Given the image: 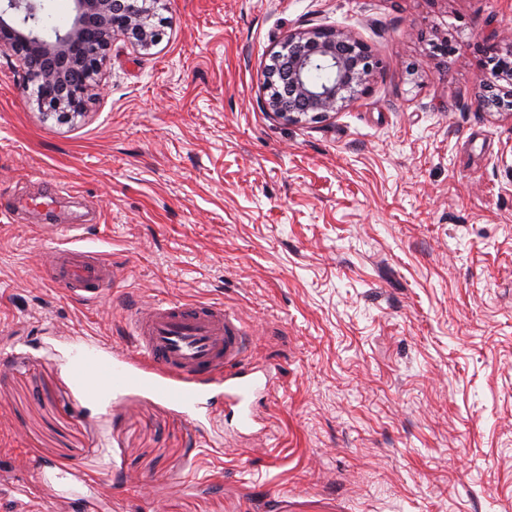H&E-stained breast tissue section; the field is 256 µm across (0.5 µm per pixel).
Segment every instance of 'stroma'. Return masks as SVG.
I'll return each mask as SVG.
<instances>
[{
  "mask_svg": "<svg viewBox=\"0 0 512 512\" xmlns=\"http://www.w3.org/2000/svg\"><path fill=\"white\" fill-rule=\"evenodd\" d=\"M61 123L0 50V512H512V116L480 100L512 0H158ZM353 32L381 66L345 109L267 112L289 33ZM448 41L450 58L434 46ZM55 218L18 211L54 189ZM117 271L46 274L54 224ZM218 303L276 378L261 424L148 395L85 399L74 339L127 348L133 308Z\"/></svg>",
  "mask_w": 512,
  "mask_h": 512,
  "instance_id": "obj_1",
  "label": "stroma"
}]
</instances>
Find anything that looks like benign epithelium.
Segmentation results:
<instances>
[{"mask_svg":"<svg viewBox=\"0 0 512 512\" xmlns=\"http://www.w3.org/2000/svg\"><path fill=\"white\" fill-rule=\"evenodd\" d=\"M159 0H72L69 21L52 32L44 29L47 0H4L0 4V49L27 64L26 80L35 101L62 123L83 116L99 90L96 75L118 37L150 46L156 34L151 19ZM488 62L500 82L486 84L492 112L512 111V35L489 49ZM319 64L336 78L323 85L309 80ZM380 62L351 32L318 27L288 34L266 67L268 111L293 123L308 114L323 117L349 106L363 94Z\"/></svg>","mask_w":512,"mask_h":512,"instance_id":"obj_1","label":"benign epithelium"}]
</instances>
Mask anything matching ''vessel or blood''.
<instances>
[{"instance_id": "b4317fda", "label": "vessel or blood", "mask_w": 512, "mask_h": 512, "mask_svg": "<svg viewBox=\"0 0 512 512\" xmlns=\"http://www.w3.org/2000/svg\"><path fill=\"white\" fill-rule=\"evenodd\" d=\"M64 246L48 263L50 279L84 299H96L114 277L111 260L82 248L74 225L62 224ZM130 345L122 352L104 346L75 352L73 374L87 397L103 399L113 388L150 392L183 409L206 413L213 422L237 416L254 422V400L268 386V369L250 365V341L238 318L223 306L159 301L133 312Z\"/></svg>"}]
</instances>
